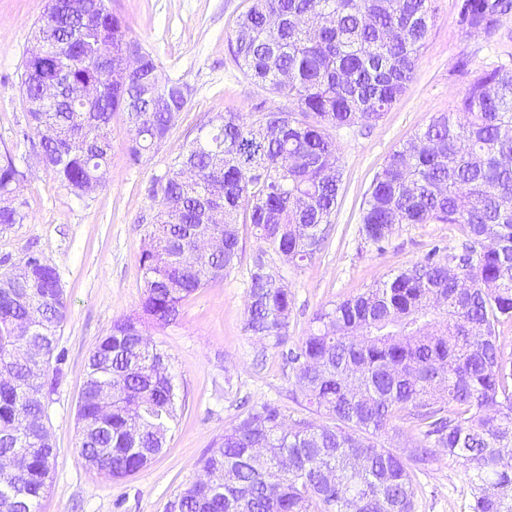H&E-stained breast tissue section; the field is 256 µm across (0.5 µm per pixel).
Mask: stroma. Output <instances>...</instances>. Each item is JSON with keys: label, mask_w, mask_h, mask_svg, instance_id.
<instances>
[{"label": "stroma", "mask_w": 512, "mask_h": 512, "mask_svg": "<svg viewBox=\"0 0 512 512\" xmlns=\"http://www.w3.org/2000/svg\"><path fill=\"white\" fill-rule=\"evenodd\" d=\"M248 0H107L129 36L151 52L162 79L190 89L158 151L132 163L121 117L112 119L109 184L76 199L36 160L29 141L22 60L47 0H0V149L20 160L27 179L18 190L27 218L0 228V272L38 251L53 265L69 303L55 349L57 385L48 398L47 425L59 450L52 484L38 512H172L177 495L200 474L199 461L248 408L271 400L287 420L303 411L291 395L294 372L286 353L312 328L321 307L358 294L421 261L433 249L458 250L465 234L457 224H403L382 246L366 243L358 229L372 181L396 147L430 118L453 109L466 87L459 60L470 71L512 66V21L493 39L465 35L459 0H434L435 22L405 93L375 123L334 131L342 183L323 249L301 268L279 265L293 297L285 346L244 328L252 258L261 242L242 227L240 262L217 288H204L179 320L150 329L167 354L182 409L163 451L139 472L108 481L87 469L76 449V403L90 351L113 320L138 309L144 280L139 253L152 228L159 199L150 194L171 164L216 114L240 113L252 122L259 109L287 106L286 98L255 85L235 66L230 37ZM415 512H464L467 481L439 455L417 475Z\"/></svg>", "instance_id": "35a3bbf8"}]
</instances>
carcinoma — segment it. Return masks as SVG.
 Returning a JSON list of instances; mask_svg holds the SVG:
<instances>
[{
    "label": "carcinoma",
    "instance_id": "cac0c4a2",
    "mask_svg": "<svg viewBox=\"0 0 512 512\" xmlns=\"http://www.w3.org/2000/svg\"><path fill=\"white\" fill-rule=\"evenodd\" d=\"M57 0L34 28L73 63V84L98 87L94 103L64 98L28 108L23 137L76 198L108 184L112 118L122 116L130 160L159 149L189 98L180 83L142 93L157 72L151 54L127 81L86 63L103 45L120 65L133 43L107 12H67ZM432 0H249L235 20L236 66L288 98L247 124L237 112L199 128L160 184L159 211L140 252V310L112 322L90 352L78 400V457L103 478L122 479L164 447L177 420L167 355L146 333L177 321L189 298L224 281L238 263L240 226L287 265L322 249L341 183L334 129L380 120L415 73L434 22ZM462 31L495 37L512 0H461ZM26 102L57 78L54 65L23 62ZM55 138L33 140L47 128ZM17 165L0 159V226L26 219ZM400 224H460L454 253L424 260L313 317L317 328L289 350L293 401L318 414L285 424L263 402L212 442L202 477L177 512H415L416 473L440 448L468 481V512H512V357L498 328L512 320V69L472 75L456 107L432 117L377 172L360 219L361 238L389 239ZM39 311L32 336L19 320ZM292 295L266 252L252 260L245 328L278 347ZM68 304L56 268L29 251L0 273V458L19 467L0 481V512H37L58 448L44 418L57 332ZM403 420L410 455L378 437ZM288 457V468L279 466Z\"/></svg>",
    "mask_w": 512,
    "mask_h": 512
}]
</instances>
